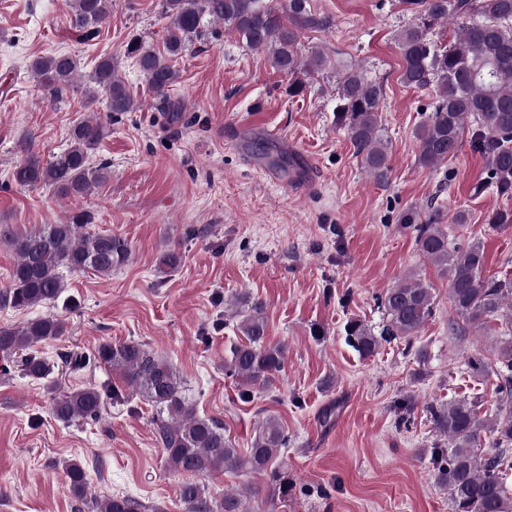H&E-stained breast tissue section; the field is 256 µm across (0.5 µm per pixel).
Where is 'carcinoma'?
Returning <instances> with one entry per match:
<instances>
[{
  "mask_svg": "<svg viewBox=\"0 0 512 512\" xmlns=\"http://www.w3.org/2000/svg\"><path fill=\"white\" fill-rule=\"evenodd\" d=\"M111 0H68L71 26L78 40L95 37L110 17ZM410 15L400 31L397 45L402 59L400 81L407 87L433 90L431 113L420 126L418 162L432 167L448 160L462 144L465 131L472 132L476 148L486 157L489 183L502 195L512 194V0H399ZM168 18L160 49L137 38L130 39L124 55L135 60L155 96L166 99L178 82L175 62L189 52L201 35L204 20L230 27L246 46L266 53L270 65L288 76L286 91L301 97L308 77L331 67L321 50L310 56L299 54L301 38L308 31L332 25L331 19L312 8L311 0H160ZM450 19L461 21V32L447 45L436 28ZM80 59L55 52L32 61L30 72L36 85L56 99L74 85L80 75ZM89 84V103L105 98L107 112H132L140 107L112 57L98 61L84 75ZM383 83L359 68H346L336 83V121L347 131L356 155L377 181L388 179V147L379 114ZM108 133L101 117H91L70 130V144L47 161L29 156L17 165L14 181L24 187L48 186L62 198L85 196L109 176L108 163L93 167L90 154ZM283 172L294 167V159L261 147ZM88 214L70 222L43 224L24 233L0 228V240L16 254L9 286L0 289V307L27 310L54 304L66 288L65 274L91 270L109 277L129 259L125 238L104 232L90 233ZM416 242L422 255L448 275L449 298L457 321L453 333L471 327L483 328L500 322L501 340L491 362L480 353L467 358V369L496 378L497 410L480 416L481 404L466 398L430 405L433 429L448 438V446L430 449L437 484L448 490L453 512H512V498L504 487V476L512 470V277L483 275L481 245L449 246L448 233L438 224H420ZM180 252L171 249L160 258L163 273L176 270ZM389 320L382 336L354 321L348 340L362 356L375 353L392 338L411 341L433 315L432 289L418 280H404L379 299ZM237 327L244 341L229 346L224 354V372L249 386L265 387L281 372L286 350L266 343V320L260 303L238 301ZM62 318L47 314L16 327H0V354L20 352L23 374L41 381L53 365L29 349L64 335ZM99 358L117 371L123 382L142 394L156 410V441L168 466L188 476L178 487L186 512H248L238 493L216 498L199 477L212 471L264 473L265 486L255 495L269 502L288 498L294 484L288 472L276 465L288 435L278 419H263L241 452L224 435V423L198 414L180 376L166 361L155 357L142 344L130 341L104 344ZM103 398L91 386L76 388L55 397L51 412L62 423L96 419ZM64 471L69 489L77 498L87 494L83 465L67 460ZM96 512H145L137 498L114 494L95 502Z\"/></svg>",
  "mask_w": 512,
  "mask_h": 512,
  "instance_id": "carcinoma-1",
  "label": "carcinoma"
}]
</instances>
